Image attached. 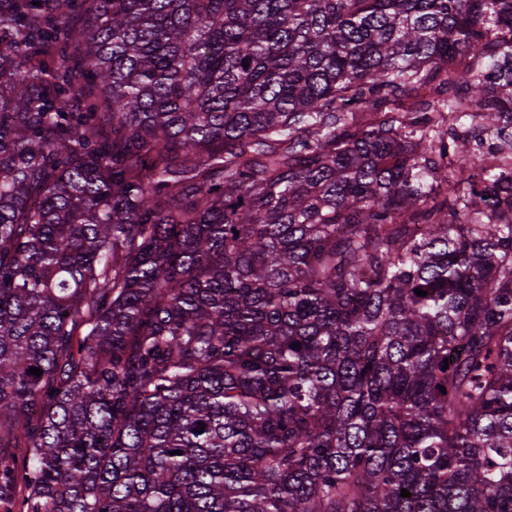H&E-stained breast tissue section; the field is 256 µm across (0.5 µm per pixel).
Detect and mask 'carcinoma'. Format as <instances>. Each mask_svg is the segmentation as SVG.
<instances>
[{
	"label": "carcinoma",
	"mask_w": 512,
	"mask_h": 512,
	"mask_svg": "<svg viewBox=\"0 0 512 512\" xmlns=\"http://www.w3.org/2000/svg\"><path fill=\"white\" fill-rule=\"evenodd\" d=\"M39 2L0 0V502L512 512V152L472 165L512 0Z\"/></svg>",
	"instance_id": "carcinoma-1"
}]
</instances>
